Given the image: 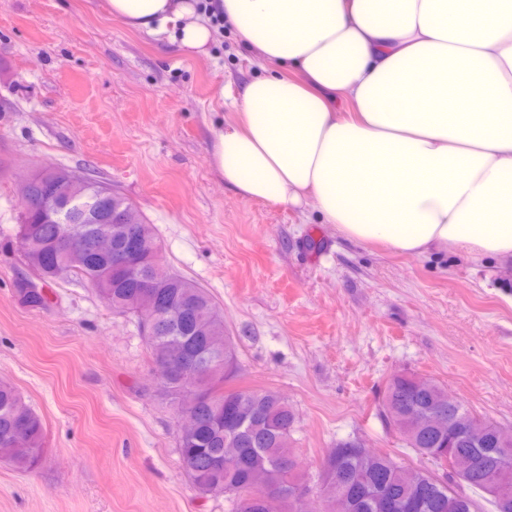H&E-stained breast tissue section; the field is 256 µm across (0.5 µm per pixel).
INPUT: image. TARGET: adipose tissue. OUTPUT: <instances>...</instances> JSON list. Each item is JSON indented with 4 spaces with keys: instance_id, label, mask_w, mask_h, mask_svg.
<instances>
[{
    "instance_id": "ef3b65f1",
    "label": "adipose tissue",
    "mask_w": 512,
    "mask_h": 512,
    "mask_svg": "<svg viewBox=\"0 0 512 512\" xmlns=\"http://www.w3.org/2000/svg\"><path fill=\"white\" fill-rule=\"evenodd\" d=\"M108 9L195 58L211 56L222 13L260 70L212 124L210 163L241 198L315 210L341 237L404 255L512 265V0Z\"/></svg>"
}]
</instances>
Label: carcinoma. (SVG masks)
I'll list each match as a JSON object with an SVG mask.
<instances>
[{
  "label": "carcinoma",
  "mask_w": 512,
  "mask_h": 512,
  "mask_svg": "<svg viewBox=\"0 0 512 512\" xmlns=\"http://www.w3.org/2000/svg\"><path fill=\"white\" fill-rule=\"evenodd\" d=\"M134 224L147 250L160 252L153 225L138 210ZM60 230L59 224L44 223L35 205L21 211L17 245L35 277L48 283L74 276L89 283L112 310L132 313L131 300L141 291V282L125 269L112 268L111 255L105 250L74 249L66 261H60L51 251V241ZM29 238L42 242V249L25 250ZM166 281L176 300L195 304V314L179 326L177 338L193 347L224 342V356L214 371L199 378L209 397L199 405V427L178 438L181 466L199 493L233 490V512H258L241 489L256 475L286 479L280 453L291 445L296 414L273 390L224 388L230 377L224 366H235L236 345L225 334L223 312L195 282L170 269ZM17 294L33 309L49 304L42 288H19ZM145 340L153 358L176 350L163 329L145 333ZM413 406L427 413L446 408L448 391L433 380L401 372L388 380L380 402L386 423L434 469H413L386 454L364 457L353 442L339 443L328 453L336 462V472L319 490L322 512H384L382 494L399 505L397 512H483L477 495L492 505V512H512V446L499 441L496 424L487 422L472 431L469 440L452 438L415 423ZM453 413L462 428L474 423L476 413L461 400ZM45 447L41 416L13 385L0 382V459L28 471L40 461Z\"/></svg>",
  "instance_id": "1"
}]
</instances>
